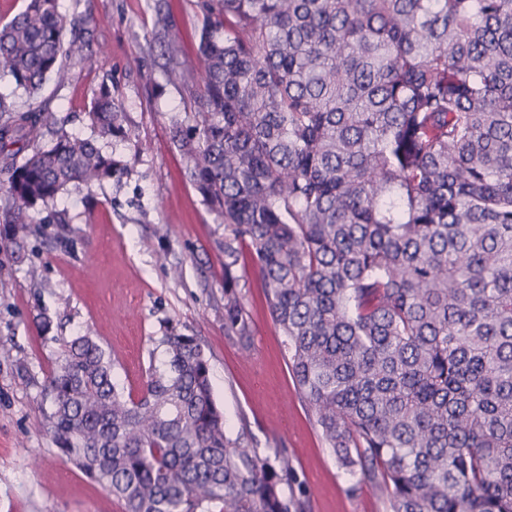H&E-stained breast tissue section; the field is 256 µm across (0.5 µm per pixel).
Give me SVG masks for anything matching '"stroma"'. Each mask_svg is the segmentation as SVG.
<instances>
[{"label": "stroma", "mask_w": 512, "mask_h": 512, "mask_svg": "<svg viewBox=\"0 0 512 512\" xmlns=\"http://www.w3.org/2000/svg\"><path fill=\"white\" fill-rule=\"evenodd\" d=\"M86 36L105 47L73 63L69 83L47 81L40 103L70 113L81 137L94 90L108 84L135 137L106 143L127 163L103 185L62 199L71 221L42 224L19 248H0V512H123L55 447L44 425L43 385L64 334L92 331L119 360L126 388L162 364L161 324L199 336L213 394L231 431L248 423L254 447L287 449L310 512H386L376 488L340 466L291 377L260 278L238 268L250 313L248 344L224 331V226L187 180L171 120L189 111L184 87L167 83L171 57L195 55L200 21L190 0H85Z\"/></svg>", "instance_id": "stroma-1"}]
</instances>
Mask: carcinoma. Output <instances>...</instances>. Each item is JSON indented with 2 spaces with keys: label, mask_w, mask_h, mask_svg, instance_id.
I'll list each match as a JSON object with an SVG mask.
<instances>
[{
  "label": "carcinoma",
  "mask_w": 512,
  "mask_h": 512,
  "mask_svg": "<svg viewBox=\"0 0 512 512\" xmlns=\"http://www.w3.org/2000/svg\"><path fill=\"white\" fill-rule=\"evenodd\" d=\"M195 6L197 59L164 76L193 103L172 125L186 177L224 223V332L250 336L246 258L325 443L390 512H512V0ZM66 17L28 0L0 26V247L126 167L98 144L134 137L107 84L88 138L19 102L88 57ZM52 341L46 429L124 512H308L287 449L230 435L198 337L164 327L136 395L97 337Z\"/></svg>",
  "instance_id": "cac0c4a2"
}]
</instances>
